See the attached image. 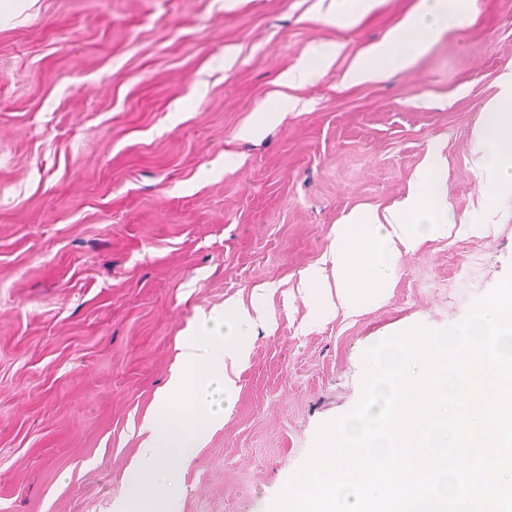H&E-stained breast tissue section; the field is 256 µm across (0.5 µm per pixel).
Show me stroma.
Here are the masks:
<instances>
[{
  "instance_id": "obj_1",
  "label": "stroma",
  "mask_w": 512,
  "mask_h": 512,
  "mask_svg": "<svg viewBox=\"0 0 512 512\" xmlns=\"http://www.w3.org/2000/svg\"><path fill=\"white\" fill-rule=\"evenodd\" d=\"M334 0H25L0 22V512H112L189 328L262 299L223 428L181 472L182 512H267L319 428L362 394L363 354L465 318L512 270V198L486 237L404 255L378 308L316 318L301 274L351 211L404 198L429 153L457 222L482 107L512 68V0L412 67L342 76L418 0L348 27ZM318 79L280 84L312 47ZM288 101L264 134L243 130Z\"/></svg>"
}]
</instances>
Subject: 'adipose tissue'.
I'll return each mask as SVG.
<instances>
[{
  "mask_svg": "<svg viewBox=\"0 0 512 512\" xmlns=\"http://www.w3.org/2000/svg\"><path fill=\"white\" fill-rule=\"evenodd\" d=\"M471 0H420L417 11L383 42L362 52L343 75L347 84L379 79L409 68L428 48L433 35L449 23L471 19ZM478 151L492 149L491 159L480 169L488 188L481 200L491 212L501 197L512 196V70L502 74L500 91L484 108L476 134ZM441 173L428 164L414 179L408 196L388 215L371 211L351 213L334 225L325 255L330 270L313 266L302 282L315 317L340 311L357 315L381 305L387 298L403 254L415 251L425 240L479 236L484 224H458L443 200ZM332 277L333 294H323L325 277ZM262 302L228 304L223 317L209 333H194L175 362L167 387L156 398V409L147 422L140 455L133 461L134 477L126 496L113 512H181L179 469L209 433L220 428L235 403V374L251 351L245 323L264 319ZM176 460L168 471L167 489H158L153 477L159 455Z\"/></svg>",
  "mask_w": 512,
  "mask_h": 512,
  "instance_id": "1",
  "label": "adipose tissue"
}]
</instances>
